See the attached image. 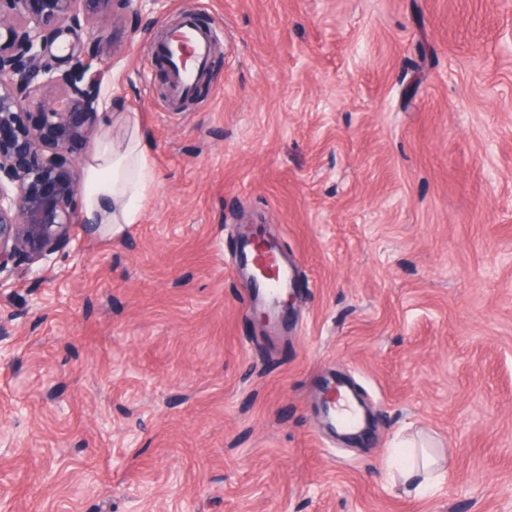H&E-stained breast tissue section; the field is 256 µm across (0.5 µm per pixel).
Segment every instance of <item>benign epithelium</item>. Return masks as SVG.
I'll return each mask as SVG.
<instances>
[{
    "label": "benign epithelium",
    "instance_id": "7a95c632",
    "mask_svg": "<svg viewBox=\"0 0 512 512\" xmlns=\"http://www.w3.org/2000/svg\"><path fill=\"white\" fill-rule=\"evenodd\" d=\"M112 0H0V269L33 265L87 223L78 174L106 98L100 50ZM65 53L53 55L58 39ZM86 86H81L85 75ZM43 86L54 94L28 111Z\"/></svg>",
    "mask_w": 512,
    "mask_h": 512
}]
</instances>
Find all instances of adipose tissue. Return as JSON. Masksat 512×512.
I'll return each mask as SVG.
<instances>
[{"mask_svg":"<svg viewBox=\"0 0 512 512\" xmlns=\"http://www.w3.org/2000/svg\"><path fill=\"white\" fill-rule=\"evenodd\" d=\"M125 130L122 142L112 137L114 125ZM149 145L139 119L125 112L105 124L83 165V211L99 229L136 223L152 179Z\"/></svg>","mask_w":512,"mask_h":512,"instance_id":"adipose-tissue-1","label":"adipose tissue"}]
</instances>
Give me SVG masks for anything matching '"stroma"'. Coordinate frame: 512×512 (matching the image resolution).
I'll return each mask as SVG.
<instances>
[{
	"instance_id": "1",
	"label": "stroma",
	"mask_w": 512,
	"mask_h": 512,
	"mask_svg": "<svg viewBox=\"0 0 512 512\" xmlns=\"http://www.w3.org/2000/svg\"><path fill=\"white\" fill-rule=\"evenodd\" d=\"M185 11L216 42L175 112ZM108 34L153 181L122 234L0 271V512H512V0H114ZM251 224L300 267L272 325L229 265ZM421 436L447 477L408 495ZM337 394L339 397L340 390L337 391ZM326 407V420L329 419L334 423H336L337 420L341 425L348 429H353L361 426L363 420L360 406L353 399L348 401L345 395L342 393V391L341 396L337 400L334 392L330 391Z\"/></svg>"
}]
</instances>
